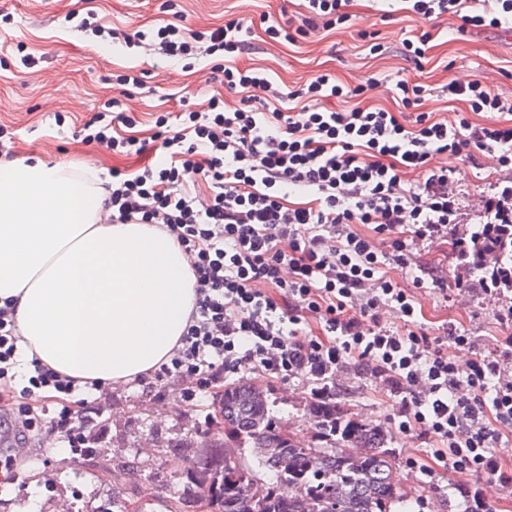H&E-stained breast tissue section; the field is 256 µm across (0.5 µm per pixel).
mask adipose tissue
<instances>
[{
    "mask_svg": "<svg viewBox=\"0 0 512 512\" xmlns=\"http://www.w3.org/2000/svg\"><path fill=\"white\" fill-rule=\"evenodd\" d=\"M108 196L93 163L0 158V301L13 307L17 346L112 387L169 359L196 278L170 233L107 223Z\"/></svg>",
    "mask_w": 512,
    "mask_h": 512,
    "instance_id": "1",
    "label": "adipose tissue"
}]
</instances>
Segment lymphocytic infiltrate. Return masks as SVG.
Here are the masks:
<instances>
[{
	"mask_svg": "<svg viewBox=\"0 0 512 512\" xmlns=\"http://www.w3.org/2000/svg\"><path fill=\"white\" fill-rule=\"evenodd\" d=\"M429 19L462 15L460 34L512 24V0H411ZM163 22L128 33L106 27L95 11L66 14L93 36L138 47L150 43L161 57L186 61L205 54L224 88L243 92L238 106L210 98L206 108L157 113L160 161L135 174L112 172L106 202L111 224H158L176 238L196 277L190 321L161 379H182L206 391L228 375L260 374L268 380L305 378L315 398H325L347 367L368 374L399 397L397 429L433 437L432 455L460 477L511 482L495 449L512 437V306L500 319L511 331L473 350L463 364L442 350L471 344L455 323L432 335L418 320V299L386 268L409 267L410 238L429 239L458 219L453 171L439 156L496 157L512 167V98L481 80L449 81V101L468 113L447 123L418 113L414 126L381 108H327V100L363 96L366 85L336 83L319 74L287 88L266 70L239 65L250 30L230 18L219 27L180 25L181 0H162ZM266 100L254 105L250 93ZM484 113L472 122V113ZM120 98L108 100L82 127L83 139L113 153L138 155L146 142ZM421 174L406 187L408 173ZM206 182L200 203L191 186ZM308 195L291 204L290 191ZM412 225L411 235L397 227ZM398 322L381 320L383 310ZM18 338L9 305L0 306V397L21 394L16 417L24 433L44 426L79 451L85 431L69 407L46 418L29 406L44 394L68 399L82 393L78 380L34 364L18 375Z\"/></svg>",
	"mask_w": 512,
	"mask_h": 512,
	"instance_id": "lymphocytic-infiltrate-1",
	"label": "lymphocytic infiltrate"
}]
</instances>
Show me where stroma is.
<instances>
[{
    "label": "stroma",
    "instance_id": "35a3bbf8",
    "mask_svg": "<svg viewBox=\"0 0 512 512\" xmlns=\"http://www.w3.org/2000/svg\"><path fill=\"white\" fill-rule=\"evenodd\" d=\"M162 0H0V125L15 130L16 157L39 156L48 161L74 163L94 159L103 180L113 169L137 171L154 163V151L138 156H118L103 147L83 142L80 129L104 103L122 96L126 111L139 117L143 139H151L152 112L164 109L206 108L209 99L223 95L226 104L237 101L213 78L206 64L193 68L177 62L149 67L144 85L122 92L112 74L121 68L145 64V53H135L111 42L86 36L64 25L66 13L83 11L94 4L105 24L128 32L144 30L160 22ZM349 22L335 29L317 28L296 43H274L264 34L260 17L299 25L300 0H183V26L190 29L223 24L233 14L253 24L254 54L242 57L245 65L269 70L275 82L295 86L319 73H329L346 85L356 86L376 78L377 86L364 94L363 104L396 110L395 83L400 79L429 88L423 111L440 120H454L464 110L461 101L441 96L449 80L483 77L489 87L512 97V32L503 28L475 30L459 36L462 19L447 15L424 20L410 9L408 0H350ZM376 31L382 51L370 53L359 32ZM423 31L434 35L428 57L415 65L400 54L402 42ZM27 46L38 62L23 67L18 45ZM63 125H56V116ZM454 178L460 190V217L447 234L413 244L418 267L435 269L443 279L442 290L422 295L421 323L436 331L454 322L462 331L482 341L502 335L498 319L503 302L484 292L479 275L462 267L456 244L469 240L481 220L482 196L496 185L512 181V169L496 165L492 158L477 162L454 159ZM469 287L467 304L446 301L444 291H455L459 281ZM185 384L168 379L142 383L135 380L104 390L102 396L73 397L72 411L89 416L88 433L98 436L94 455L71 453L69 445L52 431L43 439L19 440L11 407L0 403V448L16 449L12 460L0 457V512H117L123 502H140L144 512H167L170 490L186 481L190 460L199 453L198 442L209 428L214 413L213 394L185 395ZM272 415L280 427L311 439L315 429L307 406L313 400L309 383L300 378L280 381L268 388ZM338 402L359 418L378 425L391 437L390 446L401 462V491L414 512H448V493L455 477L438 471L425 483L408 458L428 463L430 440L397 429V397L376 388L366 374L348 370L335 390Z\"/></svg>",
    "mask_w": 512,
    "mask_h": 512
}]
</instances>
